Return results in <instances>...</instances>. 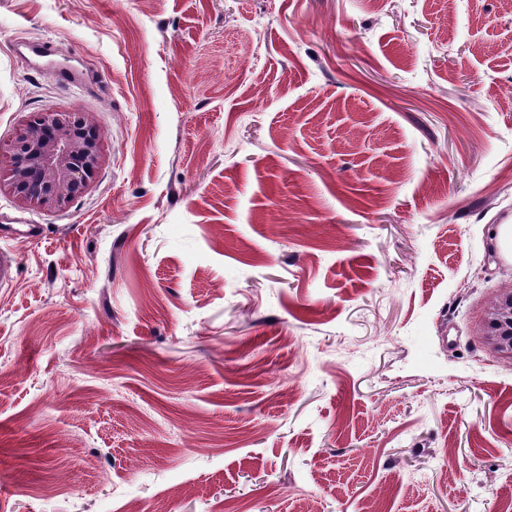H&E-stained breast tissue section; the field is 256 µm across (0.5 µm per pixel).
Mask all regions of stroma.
<instances>
[{
    "label": "stroma",
    "mask_w": 512,
    "mask_h": 512,
    "mask_svg": "<svg viewBox=\"0 0 512 512\" xmlns=\"http://www.w3.org/2000/svg\"><path fill=\"white\" fill-rule=\"evenodd\" d=\"M55 43L79 88L34 73ZM105 163L0 191V512H512V8L0 0V160L46 109ZM480 336L497 352L512 359V286L504 288L487 308Z\"/></svg>",
    "instance_id": "1"
}]
</instances>
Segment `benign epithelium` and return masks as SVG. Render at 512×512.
I'll return each mask as SVG.
<instances>
[{"instance_id":"1","label":"benign epithelium","mask_w":512,"mask_h":512,"mask_svg":"<svg viewBox=\"0 0 512 512\" xmlns=\"http://www.w3.org/2000/svg\"><path fill=\"white\" fill-rule=\"evenodd\" d=\"M103 163L99 128L89 114L46 110L16 133L0 185L21 202L61 209L88 190ZM480 336L512 358V287L487 308Z\"/></svg>"}]
</instances>
